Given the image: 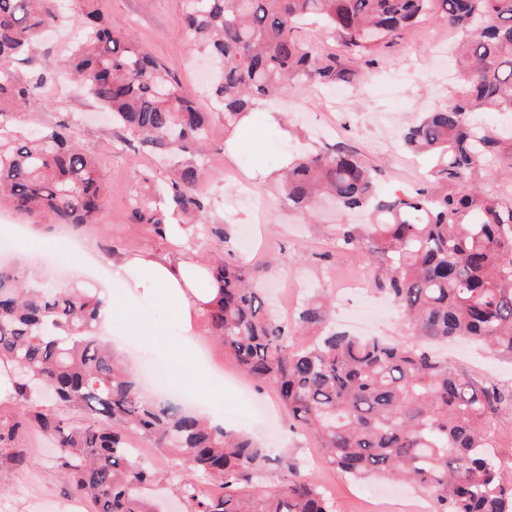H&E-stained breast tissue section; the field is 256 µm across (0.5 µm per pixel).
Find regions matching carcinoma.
Returning <instances> with one entry per match:
<instances>
[{
    "instance_id": "carcinoma-1",
    "label": "carcinoma",
    "mask_w": 512,
    "mask_h": 512,
    "mask_svg": "<svg viewBox=\"0 0 512 512\" xmlns=\"http://www.w3.org/2000/svg\"><path fill=\"white\" fill-rule=\"evenodd\" d=\"M81 36L55 63L112 113L137 148L167 158L173 178L143 175L130 220L166 238L174 216L205 223L212 205L197 192L206 165L207 109L185 97L166 68L96 0H79ZM180 24L198 52L224 61L208 109L232 125L257 101L295 81L329 85L350 69L302 40L316 24L347 55L369 53L422 19L452 27L449 55L465 83L445 108L422 113L403 135L431 165L415 189L377 190V167L336 145L288 161L281 191L312 217L316 199L367 210L369 224H339L336 242L376 267L374 290L405 319L411 340L392 343L331 327L333 298L307 300L289 323L269 314L246 272L214 262L221 297L209 310L224 350L274 386L291 426L311 435L320 463L355 481L413 485L432 512H512V476L491 452V421L512 409V389L480 382L425 346L473 340L512 358V0H185ZM60 0H0V197L39 223H94L103 204L99 168L64 124L15 130L17 111L52 78L38 45L62 24ZM480 112L504 122L484 126ZM97 294L31 286L0 265V363L23 369V408L11 438L33 420L56 436L58 468L92 512H157L162 480L179 479L184 512H334L327 493L295 464L245 434L214 427L176 401L141 397L133 376L95 336ZM42 395L51 401L43 408ZM79 409L80 425L67 410ZM173 458L170 475L146 465L129 436ZM274 468L275 485L256 480ZM198 473L220 488L203 494L181 478Z\"/></svg>"
}]
</instances>
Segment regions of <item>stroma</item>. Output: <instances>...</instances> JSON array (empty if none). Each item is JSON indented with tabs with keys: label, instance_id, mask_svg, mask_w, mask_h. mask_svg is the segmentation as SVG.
Returning a JSON list of instances; mask_svg holds the SVG:
<instances>
[{
	"label": "stroma",
	"instance_id": "obj_1",
	"mask_svg": "<svg viewBox=\"0 0 512 512\" xmlns=\"http://www.w3.org/2000/svg\"><path fill=\"white\" fill-rule=\"evenodd\" d=\"M183 2L97 0L96 5L105 19L122 27L129 41L164 65L187 95L201 102L213 67L190 50L179 25ZM455 38L446 24L426 22L400 31L373 57L353 60V74L342 84L343 97L325 99L310 84L299 82L279 101L257 104L235 126L225 125L223 113H211L207 172L198 191L214 203L209 223L225 225L229 237L222 243L198 229L183 243V251L201 261L229 254L249 266L253 285L268 309L284 320L316 291L335 293L336 283L327 273L350 263L352 257L337 246L334 227L357 223L360 217L330 207L310 219L295 214L281 200L282 170L293 155L344 144L380 168L382 191L412 188L425 174L427 162L403 148L401 133L422 112L448 104V91L462 75L431 44ZM18 117L26 125L70 123L83 151L96 160L105 189L97 223L77 233L32 223L9 205L0 206V217L21 227L22 240L12 258L31 281H51L63 289L97 287V280L77 267L52 263L51 252L67 242L80 253L93 248L104 254L114 245L129 255L147 249L172 250L170 240L156 238L149 225L129 219L136 172L166 181L171 177L169 169L152 154L121 142L120 129L106 121L99 106L78 86L56 79L20 108ZM35 240L42 249L33 261L28 248ZM438 352L475 379L512 387V359L464 342L439 347ZM200 357L224 389L223 398L210 403L209 416L221 418L228 430L250 434L275 448L300 471H310L315 442L290 429L288 414L273 388L246 376L211 334L203 336ZM13 445L26 450L27 463L16 468L0 458V512H89L88 501L63 481L49 435L32 426ZM311 473L334 500L335 512H407L410 498L417 495L405 485L354 482L323 469Z\"/></svg>",
	"mask_w": 512,
	"mask_h": 512
}]
</instances>
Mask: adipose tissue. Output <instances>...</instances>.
Returning <instances> with one entry per match:
<instances>
[{
	"instance_id": "1",
	"label": "adipose tissue",
	"mask_w": 512,
	"mask_h": 512,
	"mask_svg": "<svg viewBox=\"0 0 512 512\" xmlns=\"http://www.w3.org/2000/svg\"><path fill=\"white\" fill-rule=\"evenodd\" d=\"M104 263L111 286L100 294L99 315L112 329L113 346L125 349L138 335L127 317L134 295L153 298L161 306L177 307L181 314L178 342L171 346L158 343L159 354L184 367L193 380H207V369L196 356L203 331L198 316L220 295V285L208 266L150 251L131 257L116 252Z\"/></svg>"
}]
</instances>
